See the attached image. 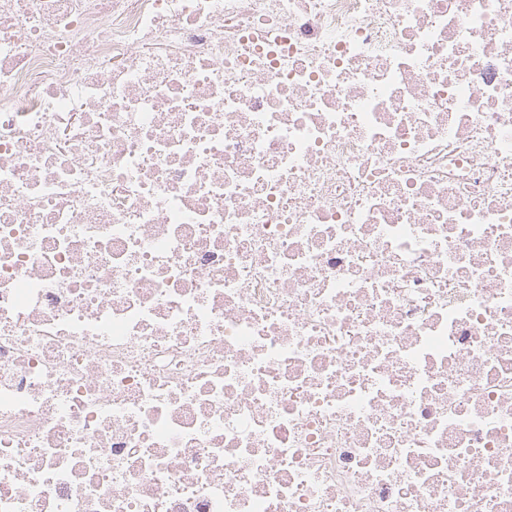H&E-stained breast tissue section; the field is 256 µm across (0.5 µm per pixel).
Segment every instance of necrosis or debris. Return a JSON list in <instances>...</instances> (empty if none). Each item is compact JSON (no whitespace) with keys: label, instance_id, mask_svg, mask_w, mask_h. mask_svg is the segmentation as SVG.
<instances>
[{"label":"necrosis or debris","instance_id":"obj_1","mask_svg":"<svg viewBox=\"0 0 512 512\" xmlns=\"http://www.w3.org/2000/svg\"><path fill=\"white\" fill-rule=\"evenodd\" d=\"M0 512H512V0H0Z\"/></svg>","mask_w":512,"mask_h":512}]
</instances>
